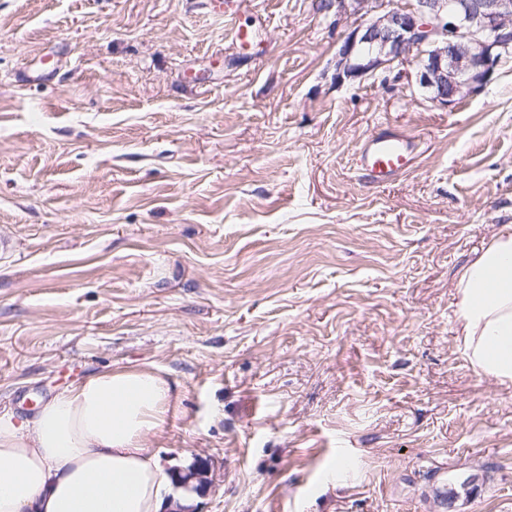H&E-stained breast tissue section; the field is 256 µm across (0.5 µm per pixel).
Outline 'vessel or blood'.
Returning a JSON list of instances; mask_svg holds the SVG:
<instances>
[{
    "label": "vessel or blood",
    "mask_w": 512,
    "mask_h": 512,
    "mask_svg": "<svg viewBox=\"0 0 512 512\" xmlns=\"http://www.w3.org/2000/svg\"><path fill=\"white\" fill-rule=\"evenodd\" d=\"M415 136L385 127L364 141L356 159V169L370 183L384 186L406 173L415 159Z\"/></svg>",
    "instance_id": "obj_1"
}]
</instances>
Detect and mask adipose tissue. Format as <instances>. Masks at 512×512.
<instances>
[{"instance_id": "ef3b65f1", "label": "adipose tissue", "mask_w": 512, "mask_h": 512, "mask_svg": "<svg viewBox=\"0 0 512 512\" xmlns=\"http://www.w3.org/2000/svg\"><path fill=\"white\" fill-rule=\"evenodd\" d=\"M463 354L512 385V232L461 272ZM170 388L157 371L108 369L42 402L33 417L0 412V512H165L172 471L145 445Z\"/></svg>"}]
</instances>
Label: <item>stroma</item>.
<instances>
[{
	"label": "stroma",
	"mask_w": 512,
	"mask_h": 512,
	"mask_svg": "<svg viewBox=\"0 0 512 512\" xmlns=\"http://www.w3.org/2000/svg\"><path fill=\"white\" fill-rule=\"evenodd\" d=\"M316 3L0 0V409L155 369L196 512H512V387L455 317L512 226V60L448 107L340 79ZM383 123L421 154L377 187Z\"/></svg>",
	"instance_id": "stroma-1"
}]
</instances>
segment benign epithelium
<instances>
[{
    "mask_svg": "<svg viewBox=\"0 0 512 512\" xmlns=\"http://www.w3.org/2000/svg\"><path fill=\"white\" fill-rule=\"evenodd\" d=\"M324 6L347 29L336 53L338 74L357 77L397 64L399 74L415 77L443 107L479 92L512 55V0H324ZM182 478L197 489L213 483L204 464Z\"/></svg>",
    "mask_w": 512,
    "mask_h": 512,
    "instance_id": "7a95c632",
    "label": "benign epithelium"
}]
</instances>
